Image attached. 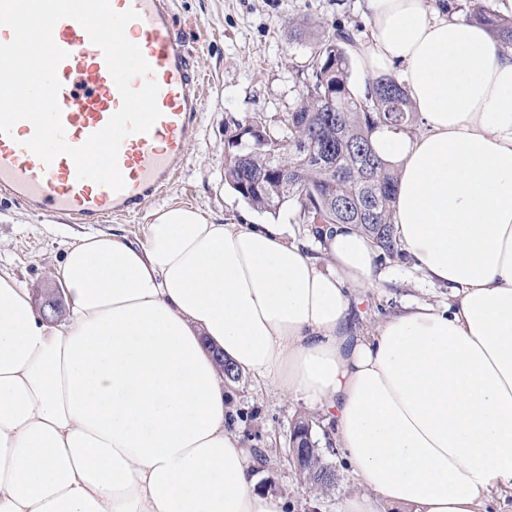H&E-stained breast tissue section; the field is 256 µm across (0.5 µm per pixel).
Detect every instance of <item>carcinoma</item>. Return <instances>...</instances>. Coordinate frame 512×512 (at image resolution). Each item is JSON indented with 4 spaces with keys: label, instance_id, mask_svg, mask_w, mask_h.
<instances>
[{
    "label": "carcinoma",
    "instance_id": "carcinoma-1",
    "mask_svg": "<svg viewBox=\"0 0 512 512\" xmlns=\"http://www.w3.org/2000/svg\"><path fill=\"white\" fill-rule=\"evenodd\" d=\"M469 18L512 43V14L485 4ZM353 37L344 26L323 28L307 68L297 104L277 121L260 117L263 136L234 121L225 128L224 183L260 211L293 205L301 224L317 237V225L352 224L378 251L400 253L391 222L397 174L371 143L380 125L413 132L410 99L402 85L383 76L369 84L365 100L349 88L346 46ZM313 421L298 417L291 439L306 448L296 459L303 480L318 487L334 483L319 449L308 447Z\"/></svg>",
    "mask_w": 512,
    "mask_h": 512
}]
</instances>
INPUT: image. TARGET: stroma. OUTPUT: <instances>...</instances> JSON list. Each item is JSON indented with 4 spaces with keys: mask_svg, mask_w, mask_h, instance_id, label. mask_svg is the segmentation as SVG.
<instances>
[{
    "mask_svg": "<svg viewBox=\"0 0 512 512\" xmlns=\"http://www.w3.org/2000/svg\"><path fill=\"white\" fill-rule=\"evenodd\" d=\"M292 18L306 27L305 36L294 42L288 39ZM175 20L196 69L208 80L199 125L177 181L148 199L140 213L99 225L47 218L0 196V271L31 288L35 305L58 288L56 267L77 236L102 231L143 239L152 212L166 204L198 208L227 223L284 224L289 238H311L308 226L296 223L294 206L263 212L225 184L224 125L255 114L286 117L298 98L300 70L314 53L322 27L338 23L352 30L354 43L347 54L355 56L369 32L364 0H175ZM377 267L384 277L380 288L361 295L353 308V322L363 332H373L406 304L444 306L453 300L446 286L427 282L408 256L378 258ZM230 389L236 431L254 452L271 459L259 471L261 487L286 498L292 512H336L338 502L358 490L356 476L334 445L321 451L323 461L336 471L333 485L311 486L297 472L290 443L293 423L300 416L312 419L318 440L328 431L323 415L249 375L240 376Z\"/></svg>",
    "mask_w": 512,
    "mask_h": 512,
    "instance_id": "1",
    "label": "stroma"
}]
</instances>
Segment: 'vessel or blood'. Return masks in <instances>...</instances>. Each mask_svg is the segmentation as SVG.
Returning <instances> with one entry per match:
<instances>
[{"mask_svg": "<svg viewBox=\"0 0 512 512\" xmlns=\"http://www.w3.org/2000/svg\"><path fill=\"white\" fill-rule=\"evenodd\" d=\"M110 3L116 11L133 9L139 14L125 33L140 47L150 72L134 77L131 86L138 89L146 80H154L161 112L149 133L128 135L120 146L118 165L124 189L116 192L78 178L73 160L65 155L44 163L26 146L33 134L29 122H18L11 134H0V194L77 224H100L135 214L149 197L169 185L188 158L194 124L206 97V79L191 64V54L175 26L171 0ZM53 37L67 53L57 70L64 139L79 146L107 124L122 100L102 51L78 22L60 20Z\"/></svg>", "mask_w": 512, "mask_h": 512, "instance_id": "vessel-or-blood-1", "label": "vessel or blood"}]
</instances>
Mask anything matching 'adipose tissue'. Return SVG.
Segmentation results:
<instances>
[{"mask_svg":"<svg viewBox=\"0 0 512 512\" xmlns=\"http://www.w3.org/2000/svg\"><path fill=\"white\" fill-rule=\"evenodd\" d=\"M363 74L398 69L422 131L380 128L396 237L457 306L350 330L378 287L353 226L321 256L282 224L170 205L58 266L65 316L0 272V512H286L230 426L214 358L318 409L362 487L337 512H487L512 496V50L442 0H366Z\"/></svg>","mask_w":512,"mask_h":512,"instance_id":"obj_1","label":"adipose tissue"}]
</instances>
